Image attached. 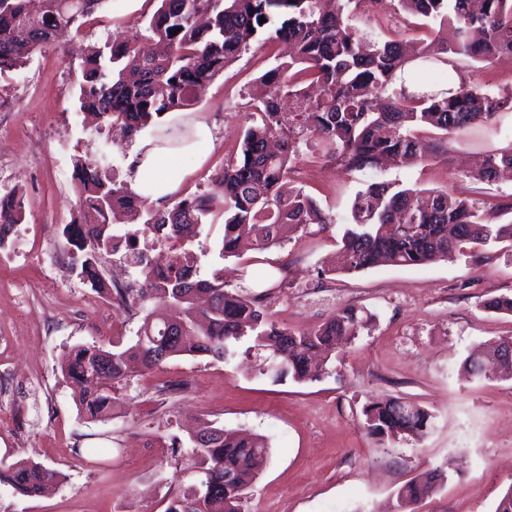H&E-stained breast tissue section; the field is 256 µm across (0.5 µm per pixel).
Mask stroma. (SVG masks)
<instances>
[{
    "instance_id": "1",
    "label": "stroma",
    "mask_w": 512,
    "mask_h": 512,
    "mask_svg": "<svg viewBox=\"0 0 512 512\" xmlns=\"http://www.w3.org/2000/svg\"><path fill=\"white\" fill-rule=\"evenodd\" d=\"M155 0H112L65 49H37L25 67L0 77V195L25 199L24 244L0 250V374L18 386L0 392V468L30 459L64 473L55 489L35 498L0 485V512H164L173 491L200 477L173 440L188 444L199 421L261 435L268 460L243 512H395L408 480L435 467L448 482L421 512H494L512 487V380L475 381L460 371L477 346L512 336V315L481 303L512 294V257L483 263L459 256L416 267L381 266L355 275H319L335 251L340 218L371 181L445 187L479 202L512 204V179L487 185L464 174L473 153L512 145V113L450 141L447 153L424 164L348 171L305 149L292 174L334 219L316 235L294 234L283 247L222 260L224 218L208 216L190 244L200 277L224 271L228 285L265 297L274 320L305 331L345 306L375 314L370 329L341 346L332 372L304 384H274L259 373L263 357L241 352L230 361L181 355L131 377L107 422L80 411L64 356L83 344L131 341L141 315L101 295L88 311L89 283L73 269L61 230L78 216V158L106 153L119 181H128L133 139L104 135L78 110L80 53L116 35L132 39ZM271 62L261 41L207 85L192 117L212 132L205 158L183 155L174 200L205 193L224 155L248 125L246 88ZM459 73L492 93L512 91V57L492 69L457 64ZM394 396L433 415L420 440L382 445L362 427L361 409ZM77 448H103L105 459L75 465Z\"/></svg>"
}]
</instances>
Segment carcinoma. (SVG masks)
Instances as JSON below:
<instances>
[{"mask_svg":"<svg viewBox=\"0 0 512 512\" xmlns=\"http://www.w3.org/2000/svg\"><path fill=\"white\" fill-rule=\"evenodd\" d=\"M112 0H0V76L23 68L47 44H62ZM143 42L118 37L89 48L81 65L79 111L132 136L166 113L188 109L200 91L246 53L266 32L275 64L260 77L265 94L249 101L251 124L224 155V167L210 190L158 208L115 179L107 157L80 159L74 169L80 187L79 217L63 228L79 275L91 287L107 288L102 269L106 250L125 247L127 262L142 266L143 287L116 289L118 304L144 311L136 340L112 348L81 345L69 354L63 375L79 387V408L94 419L112 409L118 384L135 368L151 369L184 354L227 361L247 338L265 354L260 374L273 383H307L327 373L339 338L350 339L373 317L353 307L328 321L295 331L272 319L256 295L230 288L221 270L197 276L194 254L170 250L166 266L143 264L135 236L112 230L109 217L122 213L142 221L154 242L190 237L220 207L224 215L221 256L279 246L299 230L332 220L302 188L283 182L314 143L319 158L346 170H376L385 161L426 163L447 150L448 140L497 122L512 112V94H492L463 80L455 89L448 67L460 58L483 68L512 56V0H156ZM394 14L400 25L374 38L349 24L369 5ZM266 22L259 23L260 18ZM415 70L441 69L440 84L411 80ZM512 170V146L477 153L470 175L488 185ZM16 195L0 196V217L19 224ZM512 204L478 203L446 188L421 189L372 181L359 191L336 241L338 256L320 274L349 275L382 265L419 266L454 254L476 259L491 253L512 256V221L492 222ZM182 299L184 337L168 339L166 321L155 309ZM481 307L512 315V297L492 296ZM367 433L385 443L422 438L431 425L427 410L391 397L373 399L362 410ZM187 448L205 482L176 493L165 512H242L248 492L268 458L261 437L203 423ZM59 472L29 460L0 469V484L19 495H39ZM436 468L397 492L399 505L437 494L447 482Z\"/></svg>","mask_w":512,"mask_h":512,"instance_id":"obj_1","label":"carcinoma"}]
</instances>
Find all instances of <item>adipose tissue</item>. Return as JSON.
<instances>
[{
  "mask_svg": "<svg viewBox=\"0 0 512 512\" xmlns=\"http://www.w3.org/2000/svg\"><path fill=\"white\" fill-rule=\"evenodd\" d=\"M167 138L169 143L165 146L148 140L140 144V154L130 179L131 190L154 204L163 203L178 188L179 181L173 168L178 156L186 152L204 155L212 134L202 120L187 123L180 119L169 126Z\"/></svg>",
  "mask_w": 512,
  "mask_h": 512,
  "instance_id": "obj_1",
  "label": "adipose tissue"
}]
</instances>
